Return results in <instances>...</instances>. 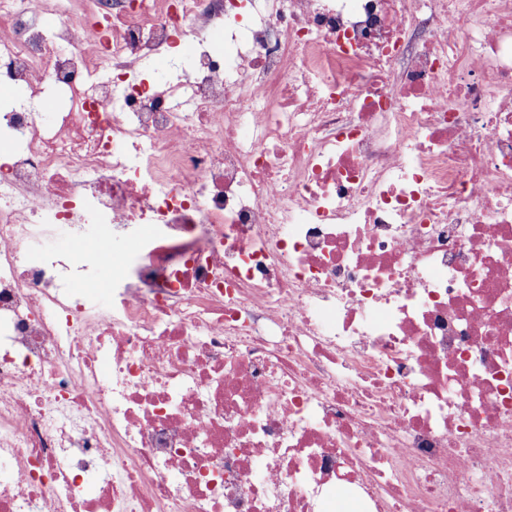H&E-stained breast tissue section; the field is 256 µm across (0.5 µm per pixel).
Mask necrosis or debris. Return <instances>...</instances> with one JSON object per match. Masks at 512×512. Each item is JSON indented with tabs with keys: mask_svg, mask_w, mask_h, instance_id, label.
<instances>
[{
	"mask_svg": "<svg viewBox=\"0 0 512 512\" xmlns=\"http://www.w3.org/2000/svg\"><path fill=\"white\" fill-rule=\"evenodd\" d=\"M0 83V512H512V0H0ZM97 239L98 228L92 226L87 230L86 237L81 241H76L69 238L65 234H60L49 240L47 244L56 250L69 252L74 250L90 249L96 245ZM135 237L112 239L110 261L106 267L98 268L95 279L87 284V288L100 298H105L113 279L124 269L126 257L133 248Z\"/></svg>",
	"mask_w": 512,
	"mask_h": 512,
	"instance_id": "4bbe7bcc",
	"label": "necrosis or debris"
}]
</instances>
